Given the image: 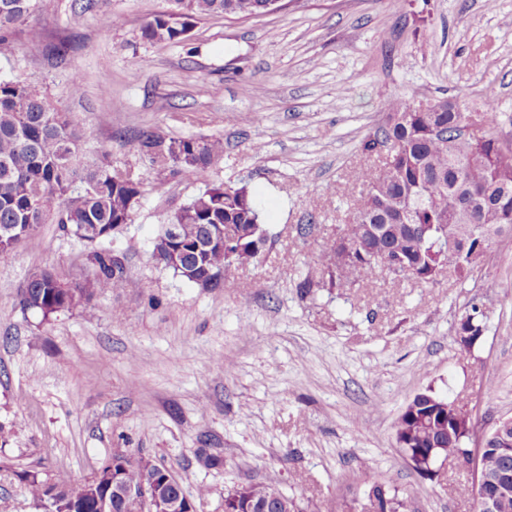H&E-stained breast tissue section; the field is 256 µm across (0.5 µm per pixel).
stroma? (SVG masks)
I'll use <instances>...</instances> for the list:
<instances>
[{"mask_svg":"<svg viewBox=\"0 0 512 512\" xmlns=\"http://www.w3.org/2000/svg\"><path fill=\"white\" fill-rule=\"evenodd\" d=\"M167 8L38 0L40 41L19 26L0 55V78L40 82L81 126L86 159L107 152L145 189L100 244L125 254L129 278L87 309L45 319L20 291L43 269L93 277L92 243L48 223L0 254V512H41L24 473L84 481L118 452L170 469L197 512H224L225 489L271 477L303 512H344L366 479L389 477L411 512H474L456 492L468 468L422 479L395 425L429 387L469 412L474 438L512 416V238H494V263L463 276L381 271L342 294L320 286L319 252L358 207L344 187L383 100L454 97L463 112L498 113L492 133L512 142V0H291L204 18L176 43L141 39ZM61 43L68 56L50 58ZM145 129L222 140L224 158L194 181L160 171L139 148ZM210 183L247 186L269 235L228 269L231 291L151 257L163 224ZM475 305L486 331L467 350L456 327ZM202 451L221 466L201 468Z\"/></svg>","mask_w":512,"mask_h":512,"instance_id":"obj_1","label":"stroma"}]
</instances>
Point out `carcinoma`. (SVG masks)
<instances>
[{
    "label": "carcinoma",
    "instance_id": "1",
    "mask_svg": "<svg viewBox=\"0 0 512 512\" xmlns=\"http://www.w3.org/2000/svg\"><path fill=\"white\" fill-rule=\"evenodd\" d=\"M168 10L153 16L141 28L147 42H176L185 39L193 23L210 16L249 18L269 12L268 0H168ZM36 0H0V52L13 47L15 26L33 16ZM434 110L424 112L422 103L400 98L382 102L387 119L362 142V151L372 157L389 148V162L369 166L362 172L363 197L352 222L336 230V236L321 250L323 274L328 286L342 293L371 279L385 261L395 265L392 274L419 283H431L443 268L451 266L460 276L473 265L468 261L477 247L481 264L490 263L492 242H483L484 231L498 237H512V198L472 217L466 209L471 192L496 189L512 182V145L506 146L487 133L499 120L497 112H475L481 133L464 131L460 113L448 111V99L431 100ZM83 133L69 116L51 107L46 90L27 81L0 79V232L3 252L14 250L30 236V225L52 222L65 232L95 243L109 238L130 220V200L143 194L142 184L112 173L109 156L102 153L91 162L80 160ZM162 171L194 180L216 165L224 155V143L203 137H165L144 132L138 140ZM173 223L182 225L183 235L199 238L207 225L221 224L224 235L242 239L260 236V213L247 187L214 185L181 207ZM447 237L453 248L445 250L436 242ZM90 260L95 277L68 287L49 270L40 279L25 284L20 302L43 318L88 306L97 292L121 288L127 269L112 270V250L98 249ZM197 279H215L213 286L236 287L224 274L235 264L226 252L199 255ZM443 399L432 388L416 394L398 418L395 436L399 447L421 456L432 448L451 455L472 421L448 417ZM496 423L484 436L487 446L481 470L495 476L512 471V459L496 454L498 448H512V428L498 434ZM120 475L129 485L143 479L140 460L115 455L104 462L89 483L104 490L108 471ZM33 498L41 503L56 495L63 497L72 485L60 475L44 482L34 474L25 476ZM380 482L374 480L369 485ZM384 486L388 512H408L406 498L390 482ZM273 494L286 502L281 512L293 508L294 499L281 492L273 479L251 485V494L240 503L239 512H249Z\"/></svg>",
    "mask_w": 512,
    "mask_h": 512
}]
</instances>
